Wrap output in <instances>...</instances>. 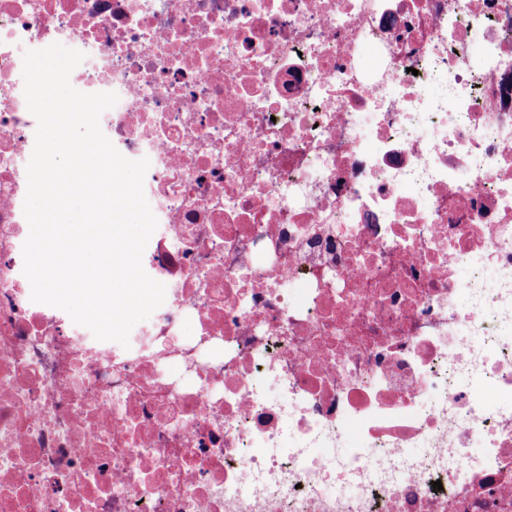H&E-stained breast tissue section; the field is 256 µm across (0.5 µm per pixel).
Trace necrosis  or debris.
Returning a JSON list of instances; mask_svg holds the SVG:
<instances>
[{"label":"necrosis or debris","mask_w":512,"mask_h":512,"mask_svg":"<svg viewBox=\"0 0 512 512\" xmlns=\"http://www.w3.org/2000/svg\"><path fill=\"white\" fill-rule=\"evenodd\" d=\"M55 43L150 162L125 346L23 274ZM0 512H512V0H0Z\"/></svg>","instance_id":"4bbe7bcc"}]
</instances>
